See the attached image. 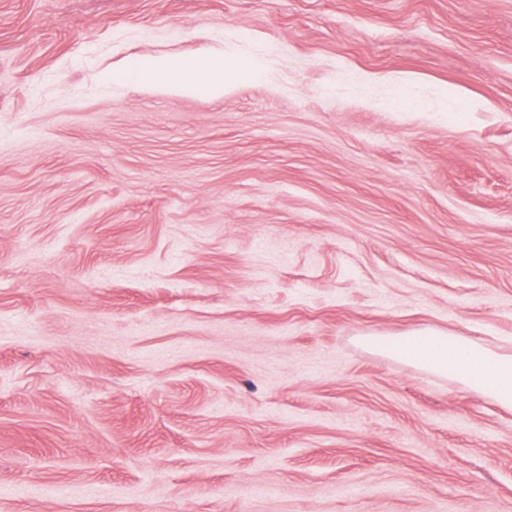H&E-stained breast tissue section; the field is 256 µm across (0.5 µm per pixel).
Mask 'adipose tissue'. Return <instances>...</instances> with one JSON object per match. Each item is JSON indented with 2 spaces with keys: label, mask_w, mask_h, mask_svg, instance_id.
<instances>
[{
  "label": "adipose tissue",
  "mask_w": 512,
  "mask_h": 512,
  "mask_svg": "<svg viewBox=\"0 0 512 512\" xmlns=\"http://www.w3.org/2000/svg\"><path fill=\"white\" fill-rule=\"evenodd\" d=\"M259 62L242 63L225 59L213 50L194 59L148 56L128 72L138 86H164L177 91L208 82L224 71L257 73ZM401 357L436 371H450L462 384L482 392L498 404L512 407V355L500 354L461 336L431 333L420 339L398 341Z\"/></svg>",
  "instance_id": "obj_1"
}]
</instances>
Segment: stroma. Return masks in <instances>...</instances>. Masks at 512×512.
Instances as JSON below:
<instances>
[{
  "instance_id": "obj_1",
  "label": "stroma",
  "mask_w": 512,
  "mask_h": 512,
  "mask_svg": "<svg viewBox=\"0 0 512 512\" xmlns=\"http://www.w3.org/2000/svg\"><path fill=\"white\" fill-rule=\"evenodd\" d=\"M429 332L512 355V0H0V512H512ZM261 67L258 61L242 63L235 59H224V52L213 50L194 59L143 57L127 73V78L138 86H166L171 91H177L199 82H209L219 74L224 76V70L235 74L246 70L254 75Z\"/></svg>"
}]
</instances>
